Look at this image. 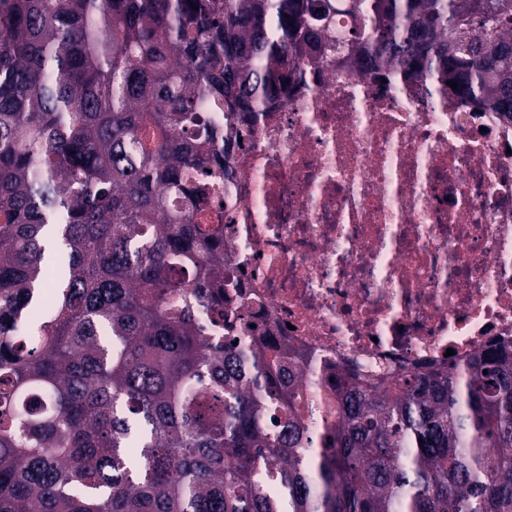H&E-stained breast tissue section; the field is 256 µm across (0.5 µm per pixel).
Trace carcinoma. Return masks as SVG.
I'll use <instances>...</instances> for the list:
<instances>
[{"label": "carcinoma", "instance_id": "carcinoma-1", "mask_svg": "<svg viewBox=\"0 0 512 512\" xmlns=\"http://www.w3.org/2000/svg\"><path fill=\"white\" fill-rule=\"evenodd\" d=\"M333 52L512 119V0H0V512H512L511 349L338 370L316 436L303 358L227 321L204 105Z\"/></svg>", "mask_w": 512, "mask_h": 512}]
</instances>
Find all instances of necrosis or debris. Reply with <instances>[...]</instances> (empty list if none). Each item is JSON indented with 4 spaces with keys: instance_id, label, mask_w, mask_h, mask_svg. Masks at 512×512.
<instances>
[{
    "instance_id": "obj_1",
    "label": "necrosis or debris",
    "mask_w": 512,
    "mask_h": 512,
    "mask_svg": "<svg viewBox=\"0 0 512 512\" xmlns=\"http://www.w3.org/2000/svg\"><path fill=\"white\" fill-rule=\"evenodd\" d=\"M206 222L234 313L313 368L407 374L512 346V121L398 71L335 57L245 123Z\"/></svg>"
}]
</instances>
